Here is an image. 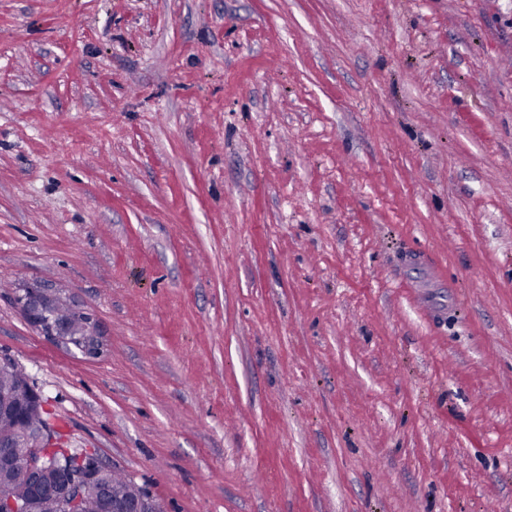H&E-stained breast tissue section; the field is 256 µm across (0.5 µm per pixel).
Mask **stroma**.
<instances>
[{
    "label": "stroma",
    "instance_id": "obj_1",
    "mask_svg": "<svg viewBox=\"0 0 512 512\" xmlns=\"http://www.w3.org/2000/svg\"><path fill=\"white\" fill-rule=\"evenodd\" d=\"M5 358L164 512H512V0H0ZM41 313H44L46 320H50L51 323H58L66 325L69 330L71 337L64 328H56L52 324H46L41 322L39 319V310L36 308H28L24 311L25 316L29 322L41 332L43 336H47L50 340L56 344L65 346L67 348L71 345V338L73 341L72 346L78 348L80 339L84 336L85 328V316L73 308V306L64 300L60 296H56L53 299L42 298ZM86 320V337L83 343L82 351L87 355H93L97 353L100 341L99 332L96 323L93 319L85 314ZM81 351V350H80Z\"/></svg>",
    "mask_w": 512,
    "mask_h": 512
}]
</instances>
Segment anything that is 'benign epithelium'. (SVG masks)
Masks as SVG:
<instances>
[{
    "label": "benign epithelium",
    "instance_id": "1",
    "mask_svg": "<svg viewBox=\"0 0 512 512\" xmlns=\"http://www.w3.org/2000/svg\"><path fill=\"white\" fill-rule=\"evenodd\" d=\"M29 322L53 342L70 347L71 337L63 328L46 324L39 319V310L28 308L24 311ZM100 346L99 332L92 318L86 320V337L82 351L87 355L97 353ZM14 418L17 426L0 434V446L4 448H21L22 454L17 460L20 471L28 476L39 478L50 475V464L47 461L49 448L53 443L50 427L41 426L33 432L23 424V415L16 414L7 406H0V418ZM72 457L77 463V469H68L58 475L64 490L65 503L68 512H81V507L88 492L97 491L102 483L105 466L95 457L84 452L74 453ZM32 505L17 499L7 491H0V512H31ZM118 512H161L150 497H136L124 503Z\"/></svg>",
    "mask_w": 512,
    "mask_h": 512
}]
</instances>
